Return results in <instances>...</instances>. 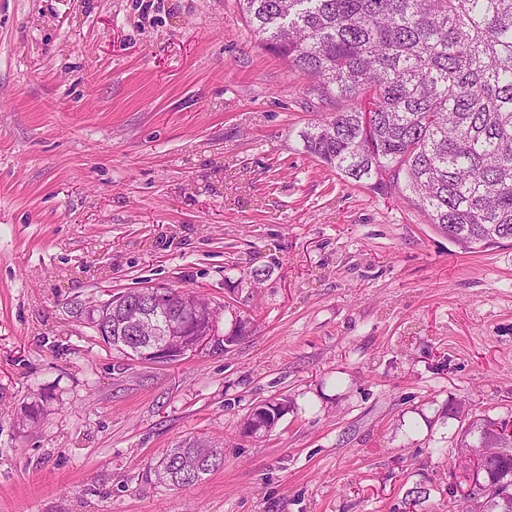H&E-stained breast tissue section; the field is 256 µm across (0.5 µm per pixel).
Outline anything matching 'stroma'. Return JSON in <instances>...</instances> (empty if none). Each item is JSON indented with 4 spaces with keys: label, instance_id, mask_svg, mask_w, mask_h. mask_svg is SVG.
I'll return each mask as SVG.
<instances>
[{
    "label": "stroma",
    "instance_id": "stroma-1",
    "mask_svg": "<svg viewBox=\"0 0 512 512\" xmlns=\"http://www.w3.org/2000/svg\"><path fill=\"white\" fill-rule=\"evenodd\" d=\"M334 110L236 0H0V512H403L418 483L458 512L450 409L512 419V241L466 251L318 162ZM146 282L250 332L129 361L87 314ZM193 436L223 466L151 479ZM282 401L263 402L254 407L243 423V433L250 438H257L270 432L288 407V400ZM275 418L276 422H274ZM251 427L254 430L251 433L247 432L246 428Z\"/></svg>",
    "mask_w": 512,
    "mask_h": 512
}]
</instances>
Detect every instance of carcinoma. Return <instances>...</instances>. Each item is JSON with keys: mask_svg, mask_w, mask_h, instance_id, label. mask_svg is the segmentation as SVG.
<instances>
[{"mask_svg": "<svg viewBox=\"0 0 512 512\" xmlns=\"http://www.w3.org/2000/svg\"><path fill=\"white\" fill-rule=\"evenodd\" d=\"M264 49L312 77L322 100L350 101L301 137L309 153L346 180L372 183L419 206L464 249L512 241V0H238ZM170 290L164 321L187 345L208 339V317H182ZM251 321L237 316L232 346ZM288 401L263 402L243 423L249 437L270 432ZM454 418H469L462 406ZM471 419V418H469ZM502 422L476 416L457 431L466 456L497 448ZM224 464V450L201 437L155 462L161 483L190 488ZM491 489L484 512H512V447L481 459ZM431 488L406 491L404 506Z\"/></svg>", "mask_w": 512, "mask_h": 512, "instance_id": "carcinoma-1", "label": "carcinoma"}]
</instances>
